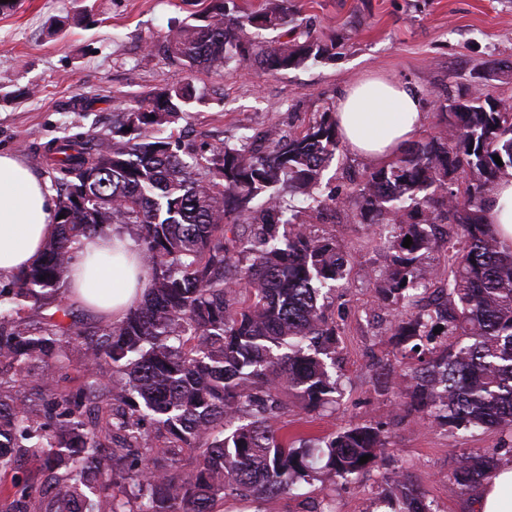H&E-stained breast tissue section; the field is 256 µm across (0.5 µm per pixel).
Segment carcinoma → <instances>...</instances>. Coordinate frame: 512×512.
<instances>
[{
	"instance_id": "1",
	"label": "carcinoma",
	"mask_w": 512,
	"mask_h": 512,
	"mask_svg": "<svg viewBox=\"0 0 512 512\" xmlns=\"http://www.w3.org/2000/svg\"><path fill=\"white\" fill-rule=\"evenodd\" d=\"M251 27L276 29L278 40L261 47ZM160 50L215 74L231 63L278 73L328 52L294 23L286 0L250 13L213 0ZM192 99L188 85L150 93L112 115V128L45 150L64 218L40 259L0 281V512H42L43 494L56 505L49 512H221L229 498L270 501L383 460L378 422L317 439L277 426L283 391L316 411L338 390L336 322L319 297L343 279L347 258L309 229L298 197L311 210L351 205L358 223L379 231L394 225L381 290L389 304L427 287L418 261L446 225L448 292L396 315L392 328L410 364L409 406L451 430L512 434V245L483 222L486 186L512 169V102L463 95L436 134L345 196L325 197L322 172L340 146L335 113L288 135L270 127L264 150L244 135L208 157L172 129ZM154 128L169 134L148 135ZM461 179L462 199L453 190ZM112 224L129 230L150 286L121 322L89 339L71 321L66 274L80 238ZM229 226L241 233L224 237ZM70 366L82 383L62 391L55 374ZM499 453H461V490L489 481ZM25 459L45 483L21 468ZM122 482L134 497L109 493ZM388 505L431 512L408 481Z\"/></svg>"
}]
</instances>
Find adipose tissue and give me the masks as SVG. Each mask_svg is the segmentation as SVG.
<instances>
[{
	"instance_id": "ef3b65f1",
	"label": "adipose tissue",
	"mask_w": 512,
	"mask_h": 512,
	"mask_svg": "<svg viewBox=\"0 0 512 512\" xmlns=\"http://www.w3.org/2000/svg\"><path fill=\"white\" fill-rule=\"evenodd\" d=\"M419 93L408 82L370 73L343 88L336 124L345 148L372 163L388 161L415 140L423 122ZM56 204L48 184L17 154L0 153V278L35 262L55 232ZM484 218L512 243V180L489 192ZM71 301L117 323L136 306L150 280L132 241L107 231L81 238L67 273ZM479 512H512V462L480 488Z\"/></svg>"
}]
</instances>
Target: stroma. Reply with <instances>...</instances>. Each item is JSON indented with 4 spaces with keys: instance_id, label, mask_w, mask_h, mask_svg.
<instances>
[{
    "instance_id": "stroma-1",
    "label": "stroma",
    "mask_w": 512,
    "mask_h": 512,
    "mask_svg": "<svg viewBox=\"0 0 512 512\" xmlns=\"http://www.w3.org/2000/svg\"><path fill=\"white\" fill-rule=\"evenodd\" d=\"M211 0H0V152L11 151L46 174L53 140L98 131L147 94L191 84L196 100L180 120L188 140L219 145L288 132L335 111L337 91L368 72L409 82L419 92L421 137L434 134L446 100L481 90L512 100V0H288L294 18L327 46L324 57L278 74L260 67L220 74L188 72L159 47L171 27L192 21ZM372 164L339 149L323 173L343 194ZM349 259L347 277L328 296L339 333L335 407L310 412L290 401L289 433L314 438L355 423H384L385 459L349 482L269 502L226 501L224 512H310L330 494L334 512H386L393 480L405 475L432 512H475V493L453 478L460 451L512 446L494 430L451 431L406 415L408 367L390 344L393 314L380 306L375 280L390 253L337 206L310 220Z\"/></svg>"
}]
</instances>
